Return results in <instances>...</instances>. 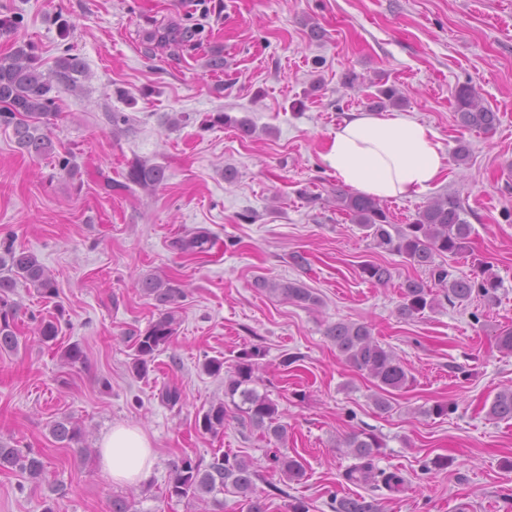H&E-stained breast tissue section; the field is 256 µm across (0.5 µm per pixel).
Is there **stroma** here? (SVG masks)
<instances>
[{
    "label": "stroma",
    "instance_id": "35a3bbf8",
    "mask_svg": "<svg viewBox=\"0 0 512 512\" xmlns=\"http://www.w3.org/2000/svg\"><path fill=\"white\" fill-rule=\"evenodd\" d=\"M0 19L13 23L0 32V56L27 44L43 70L66 55L86 65L79 91L57 93L52 155H28L0 126V242L37 254L58 291L43 299L18 287L19 347L0 353V441L48 461L38 484L0 472V512H43L59 485L60 512H109L116 495L137 512H211L163 491L174 462L219 450L252 461L267 512H289L296 499L309 512H334L343 496L376 501L380 512H512V465H502L512 462V421L485 410L512 387V354L496 344L512 326V0H0ZM155 22L197 28L195 49L145 54ZM311 22L321 39H309ZM216 46L224 50L217 74L207 65ZM351 73L358 83H347ZM385 83L436 132L447 163L430 194L387 200L393 223L412 221L431 197L459 198L474 228L472 255L501 280L497 302L399 318L401 284L424 271L376 248L337 210V179L323 160L330 134L348 113L368 111ZM464 84L497 112L493 132L459 126L453 95ZM116 112L129 123L113 125ZM217 112L248 118L252 134L208 126ZM462 141L469 158L460 165ZM136 157L163 166L164 183L104 194V179L124 181ZM65 158L76 176L60 170ZM198 227L212 233L213 248L182 252L180 240ZM472 255L453 258L460 274H470ZM366 263L388 267L390 282L365 281ZM152 275L171 279L184 298L177 335L140 378L128 337L160 313L137 286ZM260 276L300 281L320 302L305 308L269 294L255 287ZM53 314L59 335L42 341L40 322ZM342 319L369 324L410 369L389 412L326 337ZM73 343L83 359L71 365L63 351ZM255 345L266 351L257 388L277 404L285 443L234 412L223 434L200 433L197 415L224 396L223 378L202 362L230 364ZM288 356L296 362L286 368ZM165 384L181 388V406L160 402ZM437 402L452 412L427 415ZM63 417L82 428V448L52 437ZM118 423L152 443L146 481L118 486L99 467L100 440ZM361 429L383 444L375 467L402 474L403 488L345 480L352 459L341 443ZM280 445L302 461L301 481L273 470ZM438 457L447 468H434Z\"/></svg>",
    "mask_w": 512,
    "mask_h": 512
}]
</instances>
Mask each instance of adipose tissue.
Instances as JSON below:
<instances>
[{"mask_svg": "<svg viewBox=\"0 0 512 512\" xmlns=\"http://www.w3.org/2000/svg\"><path fill=\"white\" fill-rule=\"evenodd\" d=\"M323 159L338 181L376 199L421 195L447 169L435 132L405 112L351 113L331 132ZM153 458L135 426H113L100 441L101 469L116 484L142 482Z\"/></svg>", "mask_w": 512, "mask_h": 512, "instance_id": "obj_1", "label": "adipose tissue"}]
</instances>
